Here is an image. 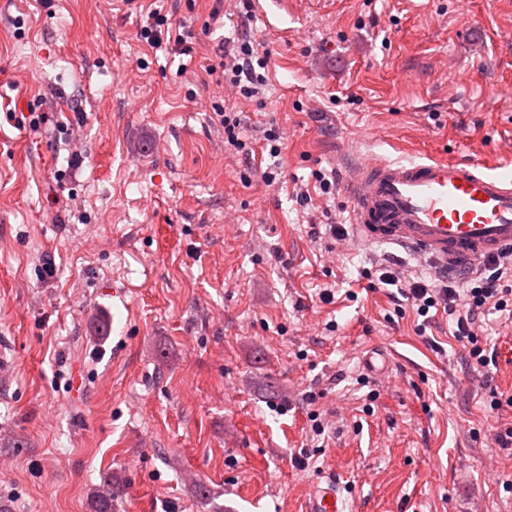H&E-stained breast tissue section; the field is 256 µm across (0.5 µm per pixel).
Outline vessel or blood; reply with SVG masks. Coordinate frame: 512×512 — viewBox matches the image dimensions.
Here are the masks:
<instances>
[{
	"instance_id": "vessel-or-blood-1",
	"label": "vessel or blood",
	"mask_w": 512,
	"mask_h": 512,
	"mask_svg": "<svg viewBox=\"0 0 512 512\" xmlns=\"http://www.w3.org/2000/svg\"><path fill=\"white\" fill-rule=\"evenodd\" d=\"M348 190L358 240L399 245L451 271L512 249L511 167L372 159ZM309 512H343L335 484L317 488Z\"/></svg>"
}]
</instances>
